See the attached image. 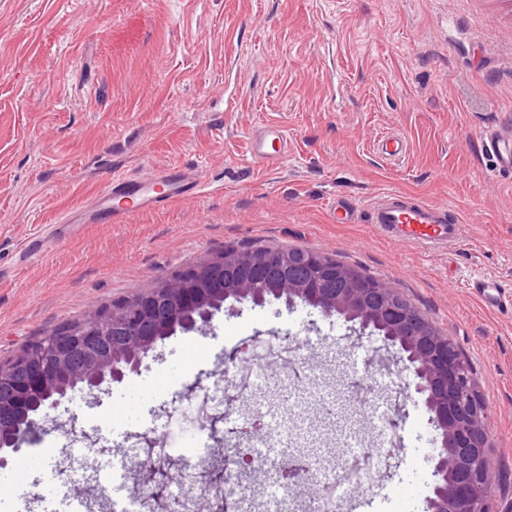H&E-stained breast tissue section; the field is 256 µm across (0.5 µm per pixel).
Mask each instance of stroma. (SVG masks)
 <instances>
[{"label":"stroma","mask_w":512,"mask_h":512,"mask_svg":"<svg viewBox=\"0 0 512 512\" xmlns=\"http://www.w3.org/2000/svg\"><path fill=\"white\" fill-rule=\"evenodd\" d=\"M512 123V0H0V362L98 308L155 286L186 264L243 244L323 253L395 288L469 364L487 406L494 478L489 512H512V308L485 307L471 281L512 288V172L481 148ZM288 134L277 165L254 161L251 135ZM404 143L388 159L382 144ZM176 164L201 196L124 224H75L41 255L29 237L86 206L112 173ZM389 190L445 204L466 233L433 251L386 237L330 203ZM287 339L298 358L270 366L236 402L216 440L186 400L259 341ZM380 382L357 412L351 382ZM396 347L344 317L273 298L222 308L177 331L140 372L76 390L19 453L29 466L0 512H66L75 496L128 494L143 435L176 468L189 436L221 457L237 428L269 448L274 472L251 482L274 507L290 485L285 458L321 470L342 453L379 448L381 418L405 438L391 476L357 490L344 512H425L436 432ZM402 393L406 406L390 405ZM112 448L88 456L89 440Z\"/></svg>","instance_id":"obj_1"}]
</instances>
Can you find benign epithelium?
<instances>
[{"label": "benign epithelium", "mask_w": 512, "mask_h": 512, "mask_svg": "<svg viewBox=\"0 0 512 512\" xmlns=\"http://www.w3.org/2000/svg\"><path fill=\"white\" fill-rule=\"evenodd\" d=\"M286 252H266L256 259L230 253L202 259L162 282L142 297L123 303L126 310L121 334L113 335L112 323L101 318L103 311L92 312L83 320L54 331L38 345L24 348L6 364H0V422L14 416L18 408L30 406L34 413L24 425L0 428V447L14 452L37 427L36 417H47L69 392L76 389L93 394L106 382H118L125 371L137 372L145 358L159 343L178 328L194 329L209 324L215 312L228 302L260 303L265 295L256 292L247 278L229 279L231 265H275L288 269ZM318 274L334 272L346 282L335 295H326L306 284L282 279L270 296L319 309L326 316L340 315L359 323L360 329L377 334L402 353L404 369L413 376L415 393L424 397L429 422L439 436L437 463L433 471V495L427 512H488L487 494L492 478L488 450L487 413L468 365L456 345L431 329L422 333L425 317L391 286L360 272L330 262L317 252L305 256ZM375 292L381 304L367 306V296ZM147 450L134 465L132 489L147 512H179L181 503L157 489V476L171 475L162 467V458L149 448L154 441L143 436ZM288 477L296 484L313 479L311 469L285 461ZM191 485L208 495L192 502L199 512H224L226 497L215 469H198Z\"/></svg>", "instance_id": "obj_1"}]
</instances>
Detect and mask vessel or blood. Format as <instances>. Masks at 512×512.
Listing matches in <instances>:
<instances>
[{"label": "vessel or blood", "instance_id": "1", "mask_svg": "<svg viewBox=\"0 0 512 512\" xmlns=\"http://www.w3.org/2000/svg\"><path fill=\"white\" fill-rule=\"evenodd\" d=\"M484 149L499 170H512V126L495 127L483 134ZM288 138L282 129L264 127L252 137L254 160L275 165L286 155ZM205 189L200 177L189 170L168 165L148 175L115 174L89 203L102 223L120 224L134 212L158 210L176 200L200 196ZM364 211L370 223L389 238L426 249H444L465 235L460 218L450 216L447 206L429 204L397 192H387L368 201ZM484 301L496 308L512 301L499 281L483 278L472 284Z\"/></svg>", "mask_w": 512, "mask_h": 512}]
</instances>
